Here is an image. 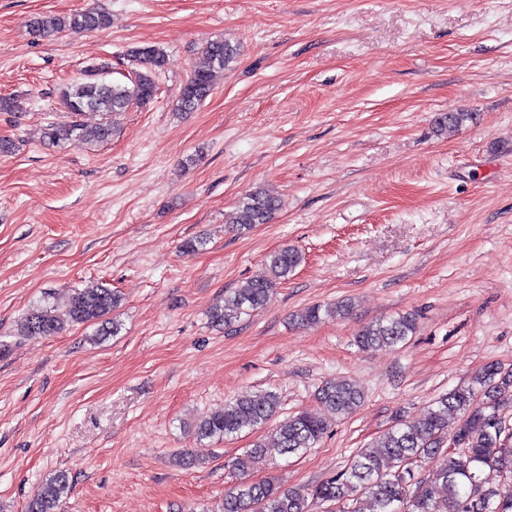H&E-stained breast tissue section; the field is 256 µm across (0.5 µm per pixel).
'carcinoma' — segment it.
<instances>
[{"label": "carcinoma", "mask_w": 512, "mask_h": 512, "mask_svg": "<svg viewBox=\"0 0 512 512\" xmlns=\"http://www.w3.org/2000/svg\"><path fill=\"white\" fill-rule=\"evenodd\" d=\"M110 24L108 14L85 10L69 14H39L28 21L29 33L44 38L63 32H88ZM237 55V48L215 39L199 52L182 84L174 111L187 115L197 111L214 90L216 74ZM139 69L126 81L106 82L96 70L62 91L65 108L78 116L101 112L106 121L93 130L75 120L69 125H50L43 140L54 145L80 143L91 137L112 138V113L131 105L142 107L156 94V74L166 64L163 49L144 45L131 49ZM473 112H448L436 120L437 131L454 132L474 122ZM281 199L258 187L247 192L226 217V223L240 230L266 224L280 208ZM301 253L283 247L267 258L262 273L244 285L224 292V305L210 312L211 322L226 328L242 317L267 305L277 285L300 265ZM121 296L109 288L72 291L64 300L53 298L31 308L20 320L17 335L27 339L54 336L68 325H97L95 336H115L119 324L110 314L120 305ZM354 304L342 300L330 305L315 304L296 315L303 326L351 314ZM417 315L398 313L362 324L354 344L361 351L394 350L416 333ZM324 414L301 411L279 422L274 447L281 456L303 454L327 434L331 422L353 414L363 402V393L345 378L325 381L315 394ZM280 406V396L267 391L261 396H240L224 403L220 411L203 415L189 425L197 444L215 438H235L269 423ZM512 408V368L489 364L477 371L465 386L455 387L438 397L414 421L400 419L367 448L359 449L339 473L306 489H283L271 481H242L224 494L219 512H311L317 503L330 505L328 512H360L357 503L365 500L368 512H512V425L503 411ZM458 415L448 429V413ZM268 448L255 442L231 467L243 473L264 461ZM444 454L447 463L432 474L418 478L426 460ZM68 473L59 471L42 483L26 505V512H59L61 498L69 490ZM446 495L438 497L435 488Z\"/></svg>", "instance_id": "cac0c4a2"}]
</instances>
